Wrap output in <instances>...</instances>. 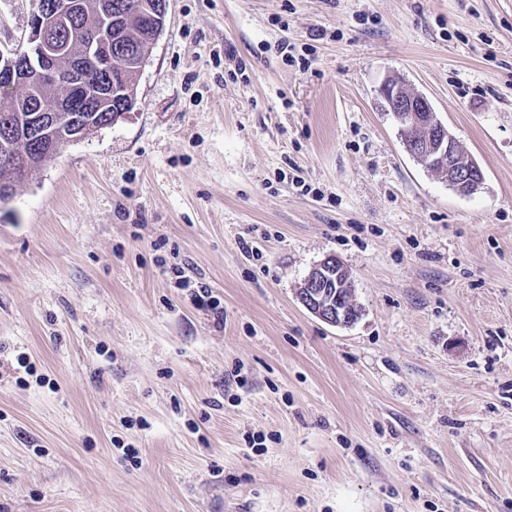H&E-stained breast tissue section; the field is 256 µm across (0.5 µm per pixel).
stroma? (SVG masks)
Listing matches in <instances>:
<instances>
[{"instance_id": "35a3bbf8", "label": "stroma", "mask_w": 512, "mask_h": 512, "mask_svg": "<svg viewBox=\"0 0 512 512\" xmlns=\"http://www.w3.org/2000/svg\"><path fill=\"white\" fill-rule=\"evenodd\" d=\"M330 254L346 327L297 297ZM0 512H512V0H169L133 109L0 206ZM379 93L399 125L406 151L427 169L448 177V185L461 195L481 189L483 173L471 158L463 161L453 144L458 145L447 126L421 95L407 91L391 78L383 80ZM459 146V145H458Z\"/></svg>"}]
</instances>
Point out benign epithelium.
I'll return each instance as SVG.
<instances>
[{
	"label": "benign epithelium",
	"instance_id": "benign-epithelium-1",
	"mask_svg": "<svg viewBox=\"0 0 512 512\" xmlns=\"http://www.w3.org/2000/svg\"><path fill=\"white\" fill-rule=\"evenodd\" d=\"M79 10L78 0H42L30 26L27 44L34 55V60L6 61L0 72L10 79L34 89L45 79L62 82L67 75L58 69V58L71 50L73 40L66 44L50 42L45 31L50 27L68 26ZM82 66L93 68L96 72L112 71V45L98 38L82 42ZM379 93L389 112L399 125L403 145L406 151L427 169L448 177V186L461 195H471L481 189L483 173L471 158L460 159L453 144L455 137L447 126L438 118L437 113L421 95L405 89L398 81L391 78L383 80ZM334 281L336 287L346 288L349 284L348 271L335 256H327L316 264L305 278L300 288L299 300L314 316L330 325H349L355 321L353 314L358 308L349 303L350 310H336L325 300L316 288L328 281Z\"/></svg>",
	"mask_w": 512,
	"mask_h": 512
}]
</instances>
